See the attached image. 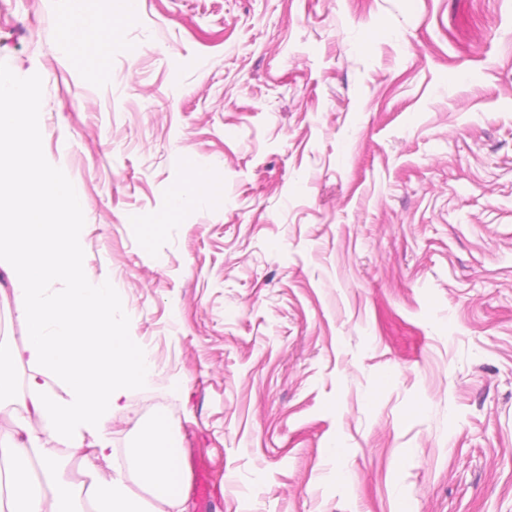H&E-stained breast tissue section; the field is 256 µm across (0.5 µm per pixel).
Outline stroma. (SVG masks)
I'll list each match as a JSON object with an SVG mask.
<instances>
[{"instance_id":"obj_1","label":"stroma","mask_w":512,"mask_h":512,"mask_svg":"<svg viewBox=\"0 0 512 512\" xmlns=\"http://www.w3.org/2000/svg\"><path fill=\"white\" fill-rule=\"evenodd\" d=\"M67 6L0 0V76L162 371L119 461L150 395L186 512H512V0H140L101 70ZM192 166L220 193L144 244Z\"/></svg>"}]
</instances>
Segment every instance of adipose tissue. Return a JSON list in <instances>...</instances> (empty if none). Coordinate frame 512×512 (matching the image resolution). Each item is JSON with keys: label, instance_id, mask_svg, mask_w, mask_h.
<instances>
[{"label": "adipose tissue", "instance_id": "ef3b65f1", "mask_svg": "<svg viewBox=\"0 0 512 512\" xmlns=\"http://www.w3.org/2000/svg\"><path fill=\"white\" fill-rule=\"evenodd\" d=\"M62 34L75 63L106 64L112 34L86 11L84 0H69ZM34 115L28 90L0 80V133L15 134L17 145L33 150L26 133ZM217 190L202 173L192 172L172 193L159 224ZM44 195L68 213L84 206L75 184L20 164L0 148V256L10 267L15 310L28 326L23 347L0 343V408L16 400L24 406L14 428L0 431V465L9 480L0 512H156L158 501L175 512L183 474L164 417L153 419L133 453L145 495L132 493L122 476H97V461L114 460L106 433L114 409L131 388L152 384L160 372L122 319L123 303L111 283L85 275L76 225L53 222L38 206ZM159 224L147 225L146 238H153ZM21 365L30 369L23 382L16 375ZM54 383L65 397L52 393ZM89 437L96 441L91 456L84 453ZM60 440L68 456L81 462L80 482L68 480L65 458L47 448Z\"/></svg>", "mask_w": 512, "mask_h": 512}]
</instances>
